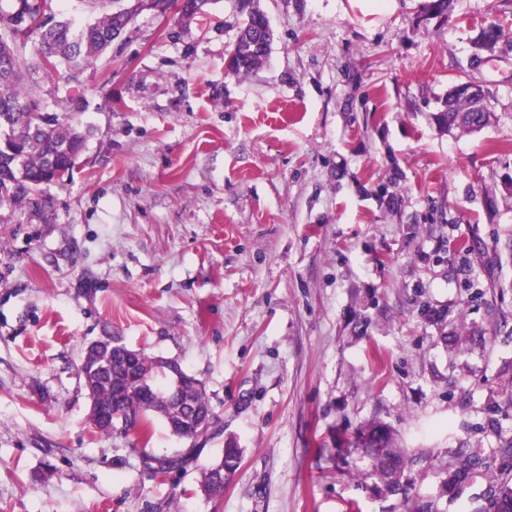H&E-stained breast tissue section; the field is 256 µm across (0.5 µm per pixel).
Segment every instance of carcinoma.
I'll return each instance as SVG.
<instances>
[{
    "mask_svg": "<svg viewBox=\"0 0 512 512\" xmlns=\"http://www.w3.org/2000/svg\"><path fill=\"white\" fill-rule=\"evenodd\" d=\"M0 5V204L24 206L29 214L46 217L41 186L62 184L70 178L89 133L69 117L43 110L35 86L28 83L31 70L25 59L27 46L33 47L37 67L50 77L64 69L67 80L79 81L139 14L143 0L119 4L101 17H90L96 0H71L68 11L59 17L45 13V0H9ZM211 0H150V7L164 14L178 6L181 17L195 18L206 12ZM242 18L239 35L227 61V72L248 73L266 60L273 34L259 0H234ZM439 126L448 130L475 132L489 124L465 87L448 89L442 109L436 115ZM90 404L112 410L104 425L90 420L105 435L128 434L145 428V417H160L170 433L180 440L194 441L197 418L214 414L203 384L184 374L179 388L166 379L164 360L142 350L129 354L116 336L103 337V345L84 353L79 368ZM359 446L372 459L375 489L392 494L402 488L409 458L397 444L394 430L380 420L366 424L359 432ZM503 477L492 480L482 503L470 512H512V440L500 448ZM241 459L240 449L227 444L222 455L202 472L201 488L209 495L224 490V482ZM482 459L459 451L453 464L462 481L470 479Z\"/></svg>",
    "mask_w": 512,
    "mask_h": 512,
    "instance_id": "carcinoma-1",
    "label": "carcinoma"
}]
</instances>
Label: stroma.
<instances>
[{
	"instance_id": "1",
	"label": "stroma",
	"mask_w": 512,
	"mask_h": 512,
	"mask_svg": "<svg viewBox=\"0 0 512 512\" xmlns=\"http://www.w3.org/2000/svg\"><path fill=\"white\" fill-rule=\"evenodd\" d=\"M423 4L260 0L246 75L233 0L146 8L79 82L35 73L91 135L48 221L0 206V512H472L512 439V0ZM464 81L493 118L441 129ZM107 330L203 383L220 421L182 469L146 464L186 448L159 418L91 425L79 366ZM373 419L410 458L395 495L354 445ZM461 449L485 467L440 496ZM259 0H234V8L242 18L239 35L227 59V72L248 73L266 60L273 34L266 14L260 9ZM241 459L239 448L231 442L223 449L222 455L210 468L202 472L201 488L208 495H218L224 490V482Z\"/></svg>"
}]
</instances>
